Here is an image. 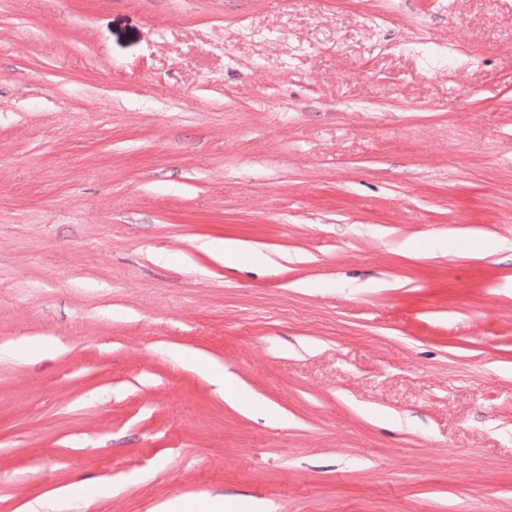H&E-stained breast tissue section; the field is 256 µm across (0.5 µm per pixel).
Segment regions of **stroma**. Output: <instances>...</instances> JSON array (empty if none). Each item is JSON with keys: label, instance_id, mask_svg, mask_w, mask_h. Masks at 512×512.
Returning <instances> with one entry per match:
<instances>
[{"label": "stroma", "instance_id": "1", "mask_svg": "<svg viewBox=\"0 0 512 512\" xmlns=\"http://www.w3.org/2000/svg\"><path fill=\"white\" fill-rule=\"evenodd\" d=\"M203 497L512 512V0H0V512ZM204 248L212 255L224 259V263L230 264L236 262L240 255L246 251V247L235 241H209L204 244Z\"/></svg>", "mask_w": 512, "mask_h": 512}]
</instances>
